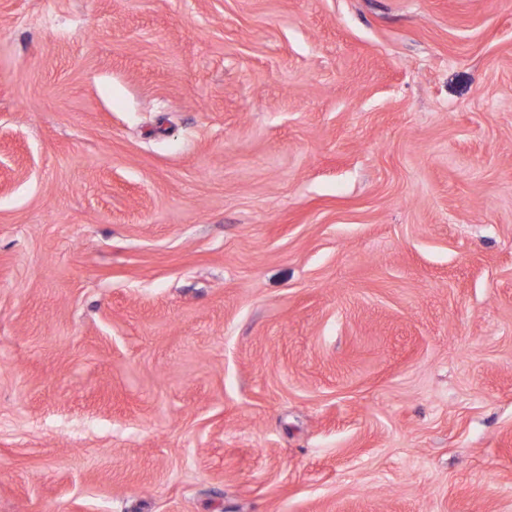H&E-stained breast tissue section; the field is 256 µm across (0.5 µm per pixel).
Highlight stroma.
I'll return each mask as SVG.
<instances>
[{"mask_svg": "<svg viewBox=\"0 0 512 512\" xmlns=\"http://www.w3.org/2000/svg\"><path fill=\"white\" fill-rule=\"evenodd\" d=\"M0 512H512V0H0Z\"/></svg>", "mask_w": 512, "mask_h": 512, "instance_id": "obj_1", "label": "stroma"}]
</instances>
